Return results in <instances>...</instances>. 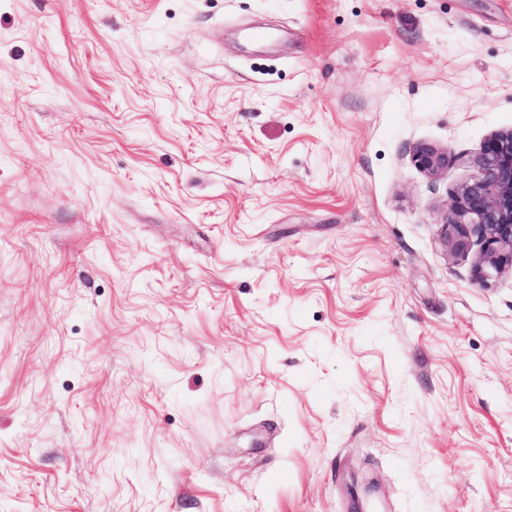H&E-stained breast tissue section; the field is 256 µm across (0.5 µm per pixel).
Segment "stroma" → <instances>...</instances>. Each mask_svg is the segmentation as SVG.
Here are the masks:
<instances>
[{
  "label": "stroma",
  "mask_w": 512,
  "mask_h": 512,
  "mask_svg": "<svg viewBox=\"0 0 512 512\" xmlns=\"http://www.w3.org/2000/svg\"><path fill=\"white\" fill-rule=\"evenodd\" d=\"M510 129L512 0H0V512H512ZM474 168L453 195L440 243L450 258L472 256L475 282L488 287L512 274V129L485 139ZM412 161L421 173L436 179L448 169V152L431 143H420L414 149Z\"/></svg>",
  "instance_id": "1"
}]
</instances>
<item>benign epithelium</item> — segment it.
Wrapping results in <instances>:
<instances>
[{
    "label": "benign epithelium",
    "mask_w": 512,
    "mask_h": 512,
    "mask_svg": "<svg viewBox=\"0 0 512 512\" xmlns=\"http://www.w3.org/2000/svg\"><path fill=\"white\" fill-rule=\"evenodd\" d=\"M412 161L421 173L436 179L448 169V152L420 143ZM440 243L451 258H473V278L484 287L512 273V129L485 139L473 176L453 195Z\"/></svg>",
    "instance_id": "7a95c632"
}]
</instances>
